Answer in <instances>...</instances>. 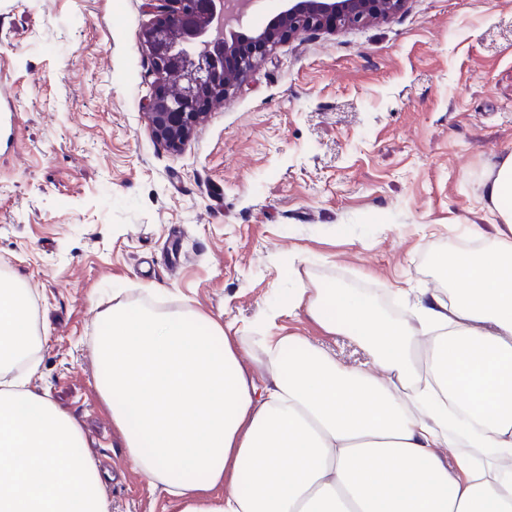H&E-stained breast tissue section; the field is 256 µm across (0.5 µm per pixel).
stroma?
I'll use <instances>...</instances> for the list:
<instances>
[{
    "label": "stroma",
    "mask_w": 512,
    "mask_h": 512,
    "mask_svg": "<svg viewBox=\"0 0 512 512\" xmlns=\"http://www.w3.org/2000/svg\"><path fill=\"white\" fill-rule=\"evenodd\" d=\"M144 3L0 0V276L34 301L30 387L77 420L112 512L176 506L98 394V314L221 317L254 375L270 333L362 365L280 307L341 285L390 315L444 287L432 255L495 235L480 183L512 149V0H407L279 43L177 152L144 114Z\"/></svg>",
    "instance_id": "1"
}]
</instances>
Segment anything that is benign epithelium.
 <instances>
[{
    "label": "benign epithelium",
    "mask_w": 512,
    "mask_h": 512,
    "mask_svg": "<svg viewBox=\"0 0 512 512\" xmlns=\"http://www.w3.org/2000/svg\"><path fill=\"white\" fill-rule=\"evenodd\" d=\"M257 33L244 23L257 0H146L154 13L139 41L154 80L144 99L150 129L172 150L189 137L205 103L226 97L279 42L313 30L360 27L406 0H286Z\"/></svg>",
    "instance_id": "1"
}]
</instances>
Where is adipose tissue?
I'll return each instance as SVG.
<instances>
[{
  "label": "adipose tissue",
  "instance_id": "adipose-tissue-1",
  "mask_svg": "<svg viewBox=\"0 0 512 512\" xmlns=\"http://www.w3.org/2000/svg\"><path fill=\"white\" fill-rule=\"evenodd\" d=\"M480 199L498 234L436 254L448 286L410 318L339 286L289 297L366 368L272 336L258 381L221 321L114 305L95 380L134 466L179 512H512V150Z\"/></svg>",
  "mask_w": 512,
  "mask_h": 512
}]
</instances>
